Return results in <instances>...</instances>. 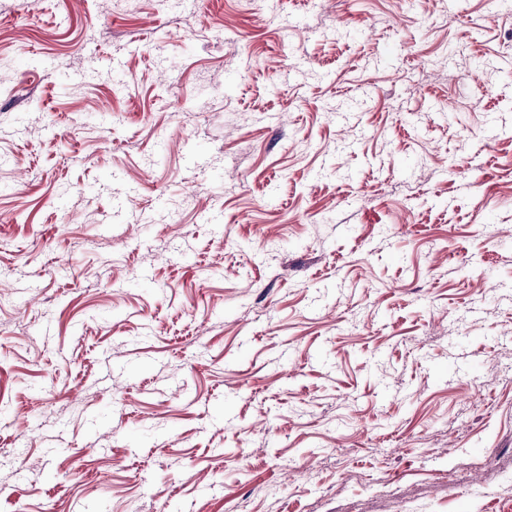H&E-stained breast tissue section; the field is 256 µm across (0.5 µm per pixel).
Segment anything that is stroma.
Masks as SVG:
<instances>
[{
  "mask_svg": "<svg viewBox=\"0 0 512 512\" xmlns=\"http://www.w3.org/2000/svg\"><path fill=\"white\" fill-rule=\"evenodd\" d=\"M509 233L512 0H0V512H512Z\"/></svg>",
  "mask_w": 512,
  "mask_h": 512,
  "instance_id": "1",
  "label": "stroma"
}]
</instances>
